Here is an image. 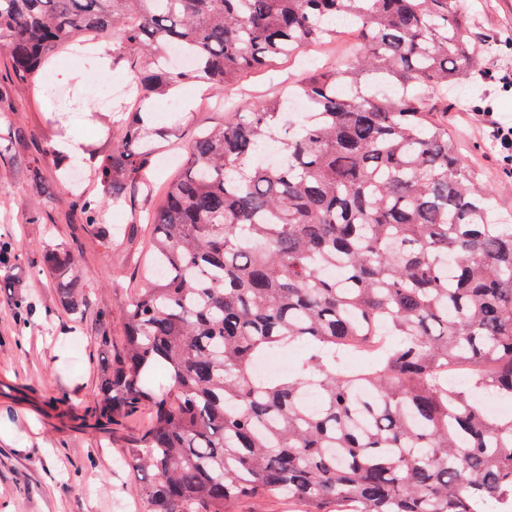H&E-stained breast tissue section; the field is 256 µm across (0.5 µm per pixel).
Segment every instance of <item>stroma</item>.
<instances>
[{
	"label": "stroma",
	"mask_w": 512,
	"mask_h": 512,
	"mask_svg": "<svg viewBox=\"0 0 512 512\" xmlns=\"http://www.w3.org/2000/svg\"><path fill=\"white\" fill-rule=\"evenodd\" d=\"M478 41V66L448 95L444 118L460 151L482 182L495 192L503 216L512 217V162L484 136L483 113L512 124V89L498 76L512 70V0H461ZM316 48L278 62L270 71L244 72L232 89L199 90L185 80L187 107L162 113L168 137L148 132L156 148L149 181L128 187L125 202L104 208L101 220L113 236L104 244L76 211V193L102 194L96 176L101 161L119 143L128 113L118 97L136 73L127 62L112 67L108 106L69 99L86 92L91 56L55 54L40 77L41 89L15 86L0 102V147L37 161L39 180L25 168L0 161V239L20 261L0 268V512H150L144 488L149 478L125 462L131 440L151 422L152 408L119 417L110 428L89 425L86 410L98 397L101 370L120 359L126 339L128 303L147 284L148 217L159 206V185L187 165L182 143L223 117L225 101L247 105L271 90L293 91L313 70ZM81 137L90 164H79L76 185L60 183L55 161L44 149L51 128ZM69 252L83 285L84 306L72 315L55 277L39 261L46 246Z\"/></svg>",
	"instance_id": "stroma-1"
}]
</instances>
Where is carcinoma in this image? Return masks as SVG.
<instances>
[{
	"label": "carcinoma",
	"mask_w": 512,
	"mask_h": 512,
	"mask_svg": "<svg viewBox=\"0 0 512 512\" xmlns=\"http://www.w3.org/2000/svg\"><path fill=\"white\" fill-rule=\"evenodd\" d=\"M342 24L355 48L301 83L306 122L284 129L280 95L226 109L149 217L155 277L91 414L152 406L128 450L152 512L275 495L305 512H512V414L485 406L512 401V224L437 116L477 58L459 0H0V50L32 90L53 52L88 41L149 58L139 113L175 45L196 61L180 78L227 87ZM141 128L121 127L102 195L75 201L86 223L146 178ZM43 261L80 311L73 256ZM294 349L292 370L255 374Z\"/></svg>",
	"instance_id": "carcinoma-1"
}]
</instances>
